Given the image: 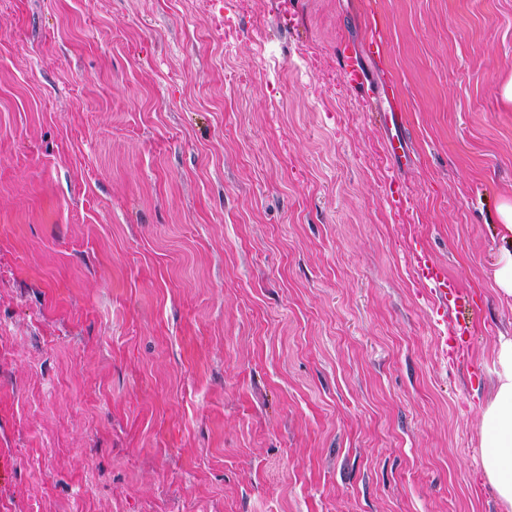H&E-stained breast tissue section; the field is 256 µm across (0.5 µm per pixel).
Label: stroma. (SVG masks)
Returning a JSON list of instances; mask_svg holds the SVG:
<instances>
[{
    "mask_svg": "<svg viewBox=\"0 0 512 512\" xmlns=\"http://www.w3.org/2000/svg\"><path fill=\"white\" fill-rule=\"evenodd\" d=\"M511 82L512 0H0V512H511ZM344 75L346 81L354 89L365 90L371 88L372 83L366 68L357 58L347 57L344 64ZM494 277L501 293L512 297V252L504 253L498 260ZM415 260L419 275L430 285L431 295L440 307L448 309L451 303L465 301V296L460 289L448 280V276L438 264L427 255L417 254ZM495 389L481 409V468L500 501L512 509V338L495 352Z\"/></svg>",
    "mask_w": 512,
    "mask_h": 512,
    "instance_id": "obj_1",
    "label": "stroma"
}]
</instances>
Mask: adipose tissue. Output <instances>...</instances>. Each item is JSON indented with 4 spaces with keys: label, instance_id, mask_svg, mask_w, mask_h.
I'll return each instance as SVG.
<instances>
[{
    "label": "adipose tissue",
    "instance_id": "ef3b65f1",
    "mask_svg": "<svg viewBox=\"0 0 512 512\" xmlns=\"http://www.w3.org/2000/svg\"><path fill=\"white\" fill-rule=\"evenodd\" d=\"M495 389L481 409V468L500 501L512 510V338L501 340Z\"/></svg>",
    "mask_w": 512,
    "mask_h": 512
}]
</instances>
